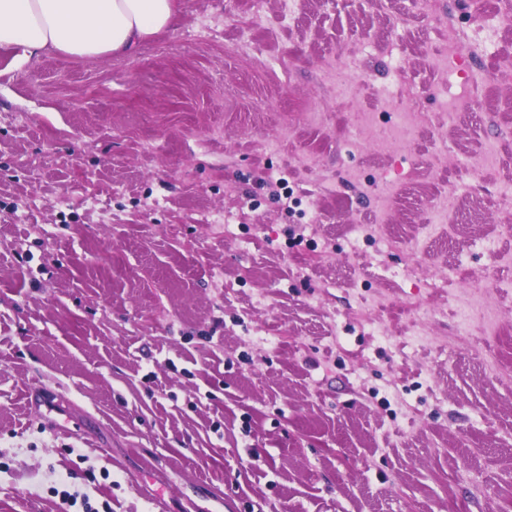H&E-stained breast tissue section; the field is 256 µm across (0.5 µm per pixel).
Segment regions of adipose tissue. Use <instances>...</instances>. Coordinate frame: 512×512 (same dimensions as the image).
<instances>
[{"instance_id":"1","label":"adipose tissue","mask_w":512,"mask_h":512,"mask_svg":"<svg viewBox=\"0 0 512 512\" xmlns=\"http://www.w3.org/2000/svg\"><path fill=\"white\" fill-rule=\"evenodd\" d=\"M177 0H0V46L96 58L128 54L170 28Z\"/></svg>"}]
</instances>
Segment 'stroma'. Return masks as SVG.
I'll use <instances>...</instances> for the list:
<instances>
[{
  "label": "stroma",
  "mask_w": 512,
  "mask_h": 512,
  "mask_svg": "<svg viewBox=\"0 0 512 512\" xmlns=\"http://www.w3.org/2000/svg\"><path fill=\"white\" fill-rule=\"evenodd\" d=\"M499 2L178 0L129 54L0 47V512H72L60 481L97 512H512V140L467 166L512 129V29L467 56L485 80L454 126L394 155L347 138L364 112L441 122L446 23ZM456 181L452 233L407 251ZM476 286L500 335L460 332Z\"/></svg>",
  "instance_id": "35a3bbf8"
}]
</instances>
